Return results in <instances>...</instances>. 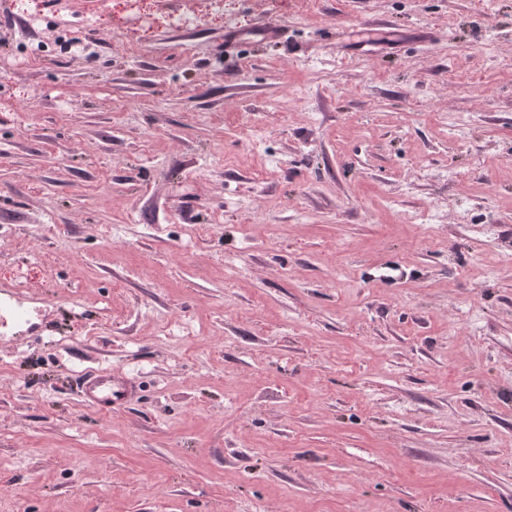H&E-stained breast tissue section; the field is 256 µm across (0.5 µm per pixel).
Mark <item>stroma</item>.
<instances>
[{
  "label": "stroma",
  "mask_w": 512,
  "mask_h": 512,
  "mask_svg": "<svg viewBox=\"0 0 512 512\" xmlns=\"http://www.w3.org/2000/svg\"><path fill=\"white\" fill-rule=\"evenodd\" d=\"M224 11L0 0V512H512V0ZM82 402L106 414L131 406L138 394L134 378L112 370H85L78 376Z\"/></svg>",
  "instance_id": "35a3bbf8"
}]
</instances>
